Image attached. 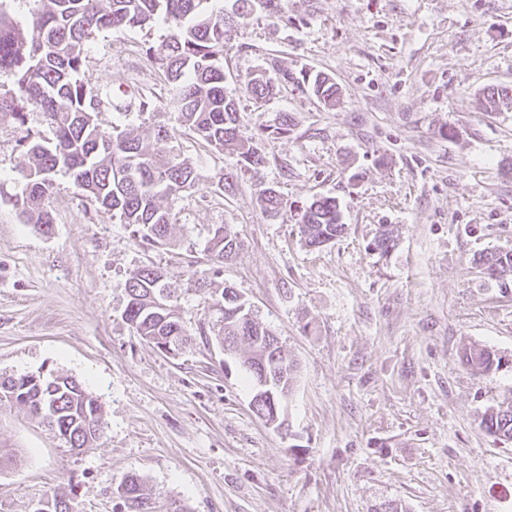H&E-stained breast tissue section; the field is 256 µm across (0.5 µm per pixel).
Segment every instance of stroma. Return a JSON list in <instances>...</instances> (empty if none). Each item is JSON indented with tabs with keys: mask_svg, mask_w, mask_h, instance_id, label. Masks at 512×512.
<instances>
[{
	"mask_svg": "<svg viewBox=\"0 0 512 512\" xmlns=\"http://www.w3.org/2000/svg\"><path fill=\"white\" fill-rule=\"evenodd\" d=\"M224 32L234 84L278 65L322 72L336 107L283 86L238 100L239 135L265 157L240 167L180 128L175 153L202 181L163 198L166 244L133 237L57 172L43 234L22 215L27 131L51 140L41 114L0 115V379L53 371L99 399L107 425L71 451L27 411L0 403V512H34L60 493L74 512H113L125 476H139L157 512H512V441L480 415L512 393V280L475 259L512 249V110L484 111V89L512 87V0H286ZM168 29L96 33L80 78L114 102L159 98L166 79L146 55ZM294 125L274 135L281 113ZM453 137H445V129ZM233 172L219 190L220 174ZM281 200L278 217L260 201ZM333 196L346 234L307 247L296 210ZM221 224L240 250L207 252ZM386 255L368 245L380 225ZM160 267L191 336L161 353L123 317L134 272ZM277 336L297 380L276 429L250 407L238 358L210 343L224 287ZM485 346L483 374L460 360ZM463 360L478 372L489 374L499 368L500 358L486 347L469 346L464 349Z\"/></svg>",
	"mask_w": 512,
	"mask_h": 512,
	"instance_id": "35a3bbf8",
	"label": "stroma"
}]
</instances>
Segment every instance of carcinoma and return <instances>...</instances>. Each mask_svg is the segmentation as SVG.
Segmentation results:
<instances>
[{"instance_id": "1", "label": "carcinoma", "mask_w": 512, "mask_h": 512, "mask_svg": "<svg viewBox=\"0 0 512 512\" xmlns=\"http://www.w3.org/2000/svg\"><path fill=\"white\" fill-rule=\"evenodd\" d=\"M37 3L31 23L22 25L0 2V112H9L25 125L30 111L42 114L53 132L46 144L29 134L23 140L28 158L25 185L16 205L29 220L49 232L52 225L44 203L53 193L54 176L64 169L75 186L92 198L119 223L131 229L134 237L150 244L168 240L172 212L161 199L194 189L201 175L187 159L174 153L168 144L175 130L158 125L153 137L145 138L122 124L128 105H115L112 131L97 123L105 101L88 91L78 73L84 61L87 42L97 32L126 28L144 29L161 20L170 34L159 52L147 56L172 91L177 118L206 145L232 150L245 167L258 169L265 157L239 138L237 99L246 93L258 100L269 96L279 85L299 83L288 69L276 67L258 74L243 86L230 89L225 84L224 28L234 19L248 15L259 3L273 15L282 13V0H236V15L209 11L211 0H34ZM308 87L319 102L334 108L339 89L328 75L308 76ZM484 106L490 111L512 107V87L491 88L484 92ZM265 212L275 217L282 202L277 191L262 192ZM299 231L310 248H321L344 236L339 201L322 197L301 213ZM392 231L384 229L369 247L385 254L393 246ZM239 250V241L226 225L214 228L208 251L219 261ZM476 263L490 278L512 276V250H491L479 255ZM164 274L157 267H144L128 281L124 317L138 336L160 347L167 343L186 348L190 341L179 312L178 298L158 306L157 293L163 288ZM222 319L214 341L236 353L243 339L249 351L239 357L249 388L266 375L269 385L264 398L252 405L261 419L281 411L282 401L296 382L295 365L280 356L277 337L255 320L243 321L236 314L240 303L235 291L221 293ZM463 360L475 370L489 374L499 368L500 359L486 347L469 346ZM6 401L42 419L56 437L71 450L90 448L104 426L102 405L83 384L72 376L58 374L43 381L30 374L0 379V402ZM481 426L491 435L512 441V397L481 414ZM123 512H156L155 500L140 477L127 476L117 488Z\"/></svg>"}]
</instances>
